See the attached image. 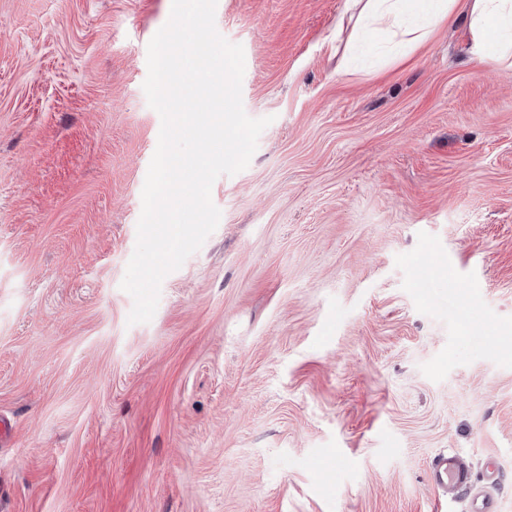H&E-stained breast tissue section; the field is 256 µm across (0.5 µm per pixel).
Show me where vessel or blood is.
Segmentation results:
<instances>
[{"mask_svg": "<svg viewBox=\"0 0 512 512\" xmlns=\"http://www.w3.org/2000/svg\"><path fill=\"white\" fill-rule=\"evenodd\" d=\"M472 468L466 456L451 452L436 457L429 475L430 488L439 495H468V512H502L497 493L472 487Z\"/></svg>", "mask_w": 512, "mask_h": 512, "instance_id": "obj_1", "label": "vessel or blood"}]
</instances>
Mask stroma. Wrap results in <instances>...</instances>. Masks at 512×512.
I'll use <instances>...</instances> for the list:
<instances>
[{
	"label": "stroma",
	"mask_w": 512,
	"mask_h": 512,
	"mask_svg": "<svg viewBox=\"0 0 512 512\" xmlns=\"http://www.w3.org/2000/svg\"><path fill=\"white\" fill-rule=\"evenodd\" d=\"M171 7L0 0V512H466L448 450L512 512V77L469 0L414 47L346 0H218L272 122L131 326ZM472 468L466 456L459 452L438 455L431 466L430 488L439 495L469 493V512H502L500 497L495 491L472 488Z\"/></svg>",
	"instance_id": "stroma-1"
}]
</instances>
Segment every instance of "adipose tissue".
<instances>
[{"mask_svg":"<svg viewBox=\"0 0 512 512\" xmlns=\"http://www.w3.org/2000/svg\"><path fill=\"white\" fill-rule=\"evenodd\" d=\"M361 5L360 34L386 26L392 36L424 40L428 27L409 30L402 17L408 11V0H350ZM470 47L472 58L478 62L499 64L502 72L512 71V0H471L469 10Z\"/></svg>","mask_w":512,"mask_h":512,"instance_id":"obj_1","label":"adipose tissue"}]
</instances>
